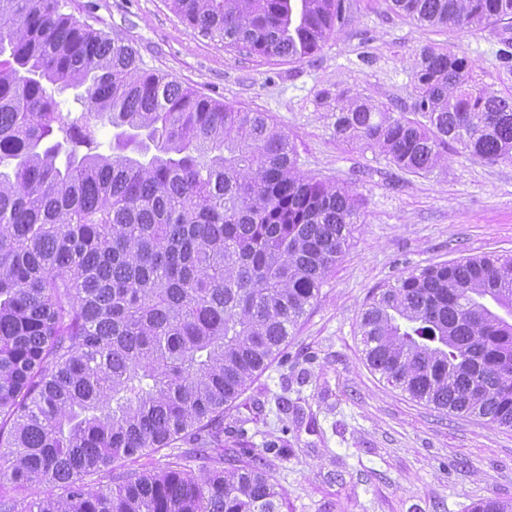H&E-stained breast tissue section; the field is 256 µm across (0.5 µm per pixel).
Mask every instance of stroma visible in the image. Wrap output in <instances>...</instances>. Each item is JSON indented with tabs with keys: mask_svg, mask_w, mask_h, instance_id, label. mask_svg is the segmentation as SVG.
Returning a JSON list of instances; mask_svg holds the SVG:
<instances>
[{
	"mask_svg": "<svg viewBox=\"0 0 512 512\" xmlns=\"http://www.w3.org/2000/svg\"><path fill=\"white\" fill-rule=\"evenodd\" d=\"M91 27L123 37L141 67L288 135L305 176L360 203L342 257L271 364L224 409V465L261 458L283 512H472L512 502V428L413 400L367 363L361 317L401 276L469 256H512V163L451 145L422 174L337 137L338 95L412 117L413 69L432 47L471 59L472 80L512 94L498 52L512 21L438 29L386 0H346L347 19L314 55L262 57L194 30L171 0H63Z\"/></svg>",
	"mask_w": 512,
	"mask_h": 512,
	"instance_id": "obj_1",
	"label": "stroma"
}]
</instances>
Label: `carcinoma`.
<instances>
[{
  "instance_id": "1",
  "label": "carcinoma",
  "mask_w": 512,
  "mask_h": 512,
  "mask_svg": "<svg viewBox=\"0 0 512 512\" xmlns=\"http://www.w3.org/2000/svg\"><path fill=\"white\" fill-rule=\"evenodd\" d=\"M432 27L512 16V0H387ZM193 28L303 60L345 0H172ZM425 48L414 112L359 97L336 135L412 174L457 143L512 162V96ZM76 91L79 112L56 95ZM115 129L99 151L100 122ZM359 205L302 175L246 112L140 68L134 48L60 0H0V512H282L249 456L224 469V406L288 339L343 254ZM369 366L412 398L512 428V257L402 276L364 311ZM191 442L154 471L112 473ZM59 496L29 497L33 486ZM179 446L182 448H164V449H161L157 453H149L147 455H144L142 458H140L138 460L137 463H134V464H130L129 462L124 463V461L119 460V461H116L113 464V466H114V468H118L117 472L120 469L119 466L123 465V464H126V466L133 465L132 467L138 468L140 471L141 470H153V469L159 467L161 464L165 463L167 461V458L165 457V455L170 454V453L181 454V455H184L185 457H187L188 458L187 464L191 467L193 472L197 475L202 473L204 469H206L210 466L209 463L204 462L199 459L196 460L194 458L195 448H192L191 445L182 444ZM189 457H191V458H189Z\"/></svg>"
}]
</instances>
